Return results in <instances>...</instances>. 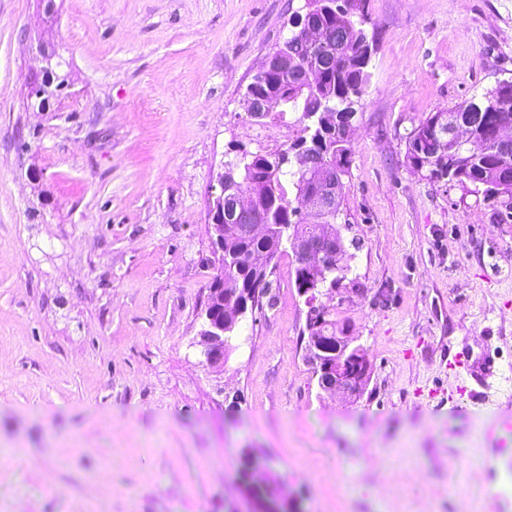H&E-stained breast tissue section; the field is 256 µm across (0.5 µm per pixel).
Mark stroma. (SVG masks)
I'll list each match as a JSON object with an SVG mask.
<instances>
[{"mask_svg": "<svg viewBox=\"0 0 512 512\" xmlns=\"http://www.w3.org/2000/svg\"><path fill=\"white\" fill-rule=\"evenodd\" d=\"M305 0H0V512H252L241 451L290 512H512V210L406 159L431 113L512 80V0H363L370 80L338 228L354 401L306 360L295 255L223 371L195 337L215 273L209 187L296 122L243 94ZM65 62L27 106L40 50ZM496 356L486 401L455 355ZM45 66L42 68L43 77L34 83L28 92L30 107L39 112H48L52 101H56L60 93L68 87V75L63 73V62L58 56L54 63L55 53L42 54Z\"/></svg>", "mask_w": 512, "mask_h": 512, "instance_id": "1", "label": "stroma"}]
</instances>
